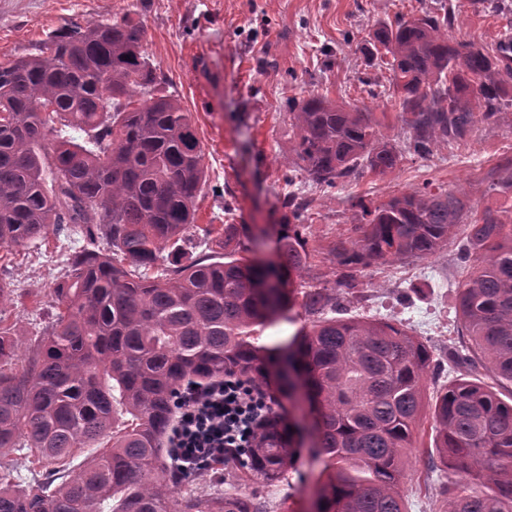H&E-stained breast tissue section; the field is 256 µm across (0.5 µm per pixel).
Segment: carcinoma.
<instances>
[{"mask_svg": "<svg viewBox=\"0 0 512 512\" xmlns=\"http://www.w3.org/2000/svg\"><path fill=\"white\" fill-rule=\"evenodd\" d=\"M448 0L420 16L398 15L373 37V59L389 72L397 148L378 136L371 113L310 93L290 104L295 171L327 189L365 173L384 175L404 153L425 157L477 124L512 112V65L474 42H448ZM142 25L114 17L63 28L40 53L0 62V247H22L53 230L79 232L55 283L39 334L0 325V456L28 449L43 464L26 486L0 469V512H263L245 493L178 490L164 443L172 403L187 381L227 375L289 393L287 371L316 404L312 462L324 476L313 512H404L403 451L413 447L426 346L394 325L344 317L327 289L302 288L312 316L286 348L256 344L252 328L293 305L291 292L259 285L301 274L309 253L283 225L279 268L239 248L242 226L224 224L218 251L181 262L206 182L191 113L159 78ZM86 134L78 143L70 130ZM281 206L301 221L295 192ZM357 236L332 260L345 277L377 263L425 259L466 226L459 259L470 273L459 317L470 355L512 384V216L481 214L455 192L423 187L370 207L356 203ZM436 460L466 471L444 512H512V402L463 376L432 411ZM110 445L75 471L76 448ZM294 426L277 411L257 430L242 482L278 481L297 462Z\"/></svg>", "mask_w": 512, "mask_h": 512, "instance_id": "1", "label": "carcinoma"}]
</instances>
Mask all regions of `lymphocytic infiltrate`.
Here are the masks:
<instances>
[{"mask_svg": "<svg viewBox=\"0 0 512 512\" xmlns=\"http://www.w3.org/2000/svg\"><path fill=\"white\" fill-rule=\"evenodd\" d=\"M174 407L167 448L173 467L186 476L215 461L237 465L249 458L257 428L272 411L266 396L233 377L186 383Z\"/></svg>", "mask_w": 512, "mask_h": 512, "instance_id": "lymphocytic-infiltrate-1", "label": "lymphocytic infiltrate"}]
</instances>
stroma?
Masks as SVG:
<instances>
[{
  "label": "stroma",
  "mask_w": 512,
  "mask_h": 512,
  "mask_svg": "<svg viewBox=\"0 0 512 512\" xmlns=\"http://www.w3.org/2000/svg\"><path fill=\"white\" fill-rule=\"evenodd\" d=\"M457 19L448 40H472L494 47L512 37V19L489 12L481 0H452ZM434 0H0V54H37L48 36L71 25L84 26L128 16L146 31V49L157 73L182 107L192 112L205 152L207 181L197 200L195 222L242 225L241 241L268 263L278 260L277 236L288 218L281 201L289 190L308 197L300 229L310 254L292 287L309 283L332 289L349 316L382 318L406 329L443 361L427 377L424 412L404 457L401 484L406 512H441L447 490L466 480L462 471L432 467L435 428L430 409L438 389L461 375L512 398V384L484 367L464 368L447 360L448 350L467 355L460 334L459 286L468 274L456 255L457 240L423 261L381 263L357 272L345 285L344 270L328 251L354 234L356 202L374 206L429 181L460 193L474 211L512 210V193L489 186V173L503 157L512 158V120L477 125L464 141L439 145L425 158L405 155L394 171L366 174L327 190L307 175L289 181L296 157L288 103L316 93L338 103L368 108L381 137L404 144L386 71L368 55L375 30L396 14L411 15ZM80 236L54 235L6 252L0 278L13 283L12 301L0 307V321L26 335L41 331L43 306L52 302L55 279ZM300 305L267 320L256 332L259 345H285L307 326ZM307 455L274 483H242L238 469L225 466L218 477H186L187 490L220 496L244 491L266 512H311L317 478Z\"/></svg>",
  "instance_id": "1"
}]
</instances>
